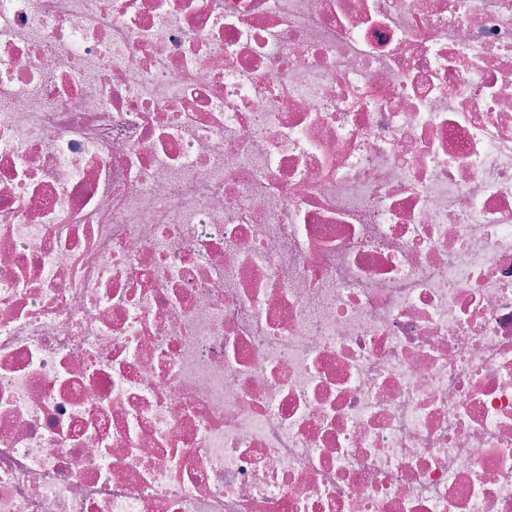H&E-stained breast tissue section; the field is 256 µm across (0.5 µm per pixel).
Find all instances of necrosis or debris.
Wrapping results in <instances>:
<instances>
[{"label":"necrosis or debris","mask_w":512,"mask_h":512,"mask_svg":"<svg viewBox=\"0 0 512 512\" xmlns=\"http://www.w3.org/2000/svg\"><path fill=\"white\" fill-rule=\"evenodd\" d=\"M0 512H512V0H0Z\"/></svg>","instance_id":"4bbe7bcc"}]
</instances>
